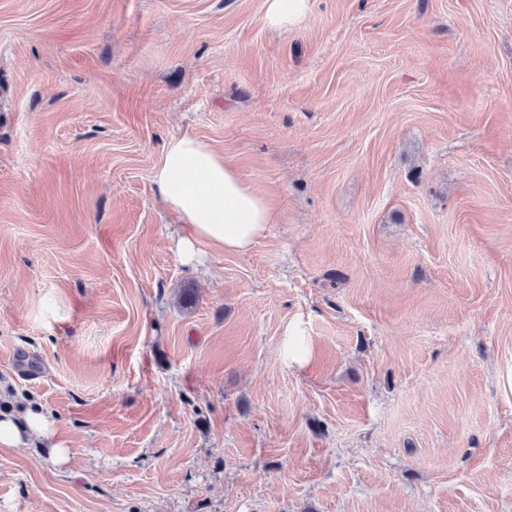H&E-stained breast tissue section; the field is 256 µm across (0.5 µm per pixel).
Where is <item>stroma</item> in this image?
<instances>
[{
	"label": "stroma",
	"mask_w": 512,
	"mask_h": 512,
	"mask_svg": "<svg viewBox=\"0 0 512 512\" xmlns=\"http://www.w3.org/2000/svg\"><path fill=\"white\" fill-rule=\"evenodd\" d=\"M0 0V512H512V0ZM191 135L249 250L160 198ZM310 0H270L266 13L267 23L281 28L306 13ZM153 180L185 225L187 245L249 249L272 224L276 202L247 185L224 156L191 136L170 141ZM49 438L52 434V422L33 401L25 402L19 411L10 409L0 412V445L14 447L25 444L23 435Z\"/></svg>",
	"instance_id": "1"
}]
</instances>
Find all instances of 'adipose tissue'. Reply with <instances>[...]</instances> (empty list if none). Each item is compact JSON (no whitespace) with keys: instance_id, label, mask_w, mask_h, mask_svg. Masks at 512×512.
<instances>
[{"instance_id":"1","label":"adipose tissue","mask_w":512,"mask_h":512,"mask_svg":"<svg viewBox=\"0 0 512 512\" xmlns=\"http://www.w3.org/2000/svg\"><path fill=\"white\" fill-rule=\"evenodd\" d=\"M153 180L185 226L186 244L205 242L240 252L273 223L275 201L247 185L223 156L191 136L170 141ZM52 423L32 401L0 414V445H21L24 437H50Z\"/></svg>"}]
</instances>
